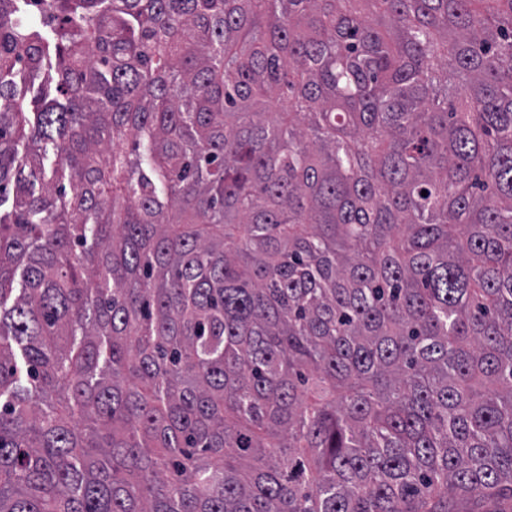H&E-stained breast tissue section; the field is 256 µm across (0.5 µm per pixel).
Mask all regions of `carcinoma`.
<instances>
[{"instance_id":"obj_1","label":"carcinoma","mask_w":512,"mask_h":512,"mask_svg":"<svg viewBox=\"0 0 512 512\" xmlns=\"http://www.w3.org/2000/svg\"><path fill=\"white\" fill-rule=\"evenodd\" d=\"M23 3L0 512H512V0Z\"/></svg>"}]
</instances>
